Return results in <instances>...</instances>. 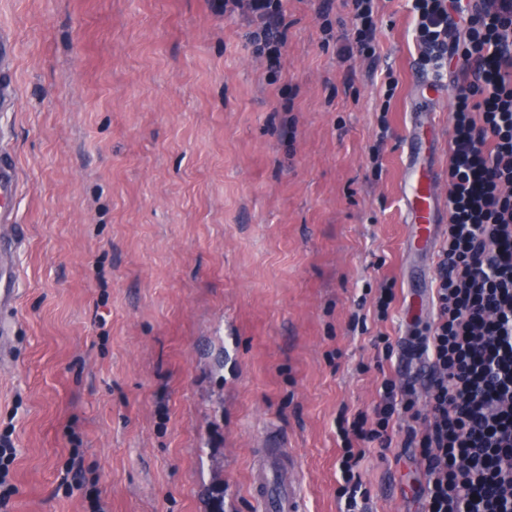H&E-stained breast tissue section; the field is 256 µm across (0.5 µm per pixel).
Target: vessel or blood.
Instances as JSON below:
<instances>
[{
	"instance_id": "1",
	"label": "vessel or blood",
	"mask_w": 512,
	"mask_h": 512,
	"mask_svg": "<svg viewBox=\"0 0 512 512\" xmlns=\"http://www.w3.org/2000/svg\"><path fill=\"white\" fill-rule=\"evenodd\" d=\"M15 46L0 33V102L13 97L12 72ZM436 174L428 169L407 168L404 178L406 222L411 250H427L437 224L434 220ZM19 172L9 153L0 150V361H9L15 353V327L19 290L15 256L23 245L25 232L15 218ZM270 454L263 466L254 471L250 482L253 512H308L301 491L299 466L280 438L268 436Z\"/></svg>"
}]
</instances>
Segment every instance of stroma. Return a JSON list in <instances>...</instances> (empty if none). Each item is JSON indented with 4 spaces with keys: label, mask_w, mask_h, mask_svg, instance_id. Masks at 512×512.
Masks as SVG:
<instances>
[{
    "label": "stroma",
    "mask_w": 512,
    "mask_h": 512,
    "mask_svg": "<svg viewBox=\"0 0 512 512\" xmlns=\"http://www.w3.org/2000/svg\"><path fill=\"white\" fill-rule=\"evenodd\" d=\"M377 6L372 60L343 49L346 0H284L275 64L218 0H0L16 47L0 145L27 232L0 512H208L209 491L251 512L272 428L308 512H340L337 419L428 369L406 349L434 318L414 280L439 250L408 249L402 177L416 128L420 165L447 177L456 106L419 68L411 0ZM404 439L365 450L369 512H418Z\"/></svg>",
    "instance_id": "35a3bbf8"
}]
</instances>
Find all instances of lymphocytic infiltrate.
<instances>
[{
	"label": "lymphocytic infiltrate",
	"instance_id": "f902f5d3",
	"mask_svg": "<svg viewBox=\"0 0 512 512\" xmlns=\"http://www.w3.org/2000/svg\"><path fill=\"white\" fill-rule=\"evenodd\" d=\"M345 39L375 57L376 0H349ZM420 67L454 69L448 227L436 271V317L414 352L422 388L383 377L371 413L340 417L343 512H366L364 445L389 449L400 414L422 416L406 447L423 465L421 512H512V0H412ZM247 17L257 52L286 42L282 0H224Z\"/></svg>",
	"mask_w": 512,
	"mask_h": 512
}]
</instances>
